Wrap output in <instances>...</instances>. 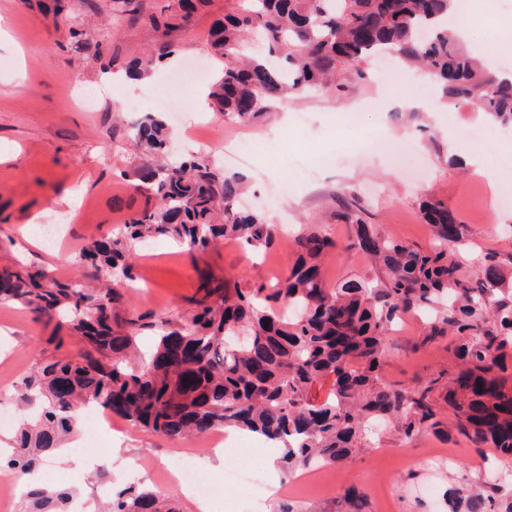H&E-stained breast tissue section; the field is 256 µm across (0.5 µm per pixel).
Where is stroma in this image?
Masks as SVG:
<instances>
[{
	"mask_svg": "<svg viewBox=\"0 0 512 512\" xmlns=\"http://www.w3.org/2000/svg\"><path fill=\"white\" fill-rule=\"evenodd\" d=\"M140 22L123 15L122 0H0V266L21 264L46 268L61 278H77L69 256L91 239L115 231L133 213L152 206L154 198L140 185L137 173L151 157L136 153L129 125L138 113L127 100L143 97L159 86L163 71L128 81L123 69L147 48L149 17L159 16L165 0H132ZM236 0H202L191 19L170 38L177 65L208 55L215 20L234 10ZM364 78L344 73L335 94L318 92L290 97L274 105L275 121L239 125L207 112L206 127L196 139L183 141L171 132L173 155L194 154L223 166L224 141L248 138L255 152L236 165L248 194L263 195L281 182L293 191L280 209L270 211L274 224L298 227L318 224L339 241L353 228L341 217L345 204L358 202L366 223L406 244L426 250L432 238L419 211L420 198L441 201L470 230L463 251L471 267L488 252L512 262V211L497 206L496 185L512 180L500 159L512 155V131L468 146L452 145L459 127L484 120L469 105L446 103L430 112L413 103L417 89L411 72L402 67L377 77L373 63H364ZM308 115L293 130L295 115ZM414 132L424 170L403 171L388 159L389 144ZM63 224L68 231L61 247L23 238L22 228ZM133 280L124 282L121 309L175 318L191 307L204 282H221L247 290L256 280H276L294 261L285 243L271 249H248L223 241L205 251H191L166 238L133 247ZM325 279L335 286L350 279L381 275L357 250L340 248L324 261ZM425 318L404 317L399 333L390 335L381 375L399 388H417L429 377L453 378L458 362L448 351L449 338L424 343ZM52 330L24 306L0 301V360L9 366L0 375V402L14 405L22 379L41 361L78 358L83 345L66 335L62 346L49 343ZM440 427L405 438L392 427L368 433L369 447L330 468L336 485L286 486L278 464L268 459L269 444L253 437L252 462L269 492L266 512H341L347 488L357 489L366 512H448L453 480L479 485L497 479L500 492L512 494L507 463L493 449L474 451L448 412L445 387L434 392ZM119 449L111 461L110 449ZM183 442L128 425L122 434L102 443L96 454L109 469L112 491L132 483L162 491L180 512H197V499L179 486L162 483L159 469L170 467ZM150 460L155 470L142 469ZM57 476L59 486L73 490L83 502H97V480L87 470L68 465L57 469L47 460L40 484Z\"/></svg>",
	"mask_w": 512,
	"mask_h": 512,
	"instance_id": "1",
	"label": "stroma"
}]
</instances>
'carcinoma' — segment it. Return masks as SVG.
Wrapping results in <instances>:
<instances>
[{"instance_id": "carcinoma-1", "label": "carcinoma", "mask_w": 512, "mask_h": 512, "mask_svg": "<svg viewBox=\"0 0 512 512\" xmlns=\"http://www.w3.org/2000/svg\"><path fill=\"white\" fill-rule=\"evenodd\" d=\"M201 0H169L162 19H152L149 50L128 67L151 74L176 53L169 31L188 21ZM457 0H245L215 23L210 47L220 66L208 89V107L228 120L251 124L271 103L312 90L331 92L336 76L379 52L424 69L446 99L475 104L492 123L512 127V80L491 72L459 49L448 32ZM259 29L267 53L246 57L244 42ZM137 148L162 156L168 132L157 112L132 127ZM155 204L133 214L118 234L87 242L73 256L105 281L89 288L48 271L0 268V300L22 304L78 335L80 359L38 363L19 389L32 411L15 430L7 465L21 474L54 455L79 429L78 416L97 405L171 440L190 441L224 428L256 433L283 444L279 464L288 473L318 463L336 464L360 448L369 422H394L404 435L440 424L433 392L442 375L414 390L387 384L379 372L388 336L403 315H429L424 342L458 339L453 351L463 369L448 388L457 429L474 448L494 449L512 460V279L499 256L484 255L478 270L464 266L468 228L436 200L419 204L434 238L420 250L385 237L352 205L341 217L355 225L347 247L377 260L376 283L346 281L330 288L323 258L339 247L313 224L293 239L296 259L288 274L244 293L217 284L204 289L186 314L158 318L151 312L119 317L116 279H133L130 245L164 236L189 250L221 239L269 249L277 225L263 212L239 211L244 189L237 173L220 172L199 156L175 166L141 170ZM143 330L155 334L148 358L138 354ZM332 378L327 398L315 402L313 386ZM74 495L36 487L23 512H70ZM101 512H179L160 491L128 487ZM448 512H512L494 487L461 483Z\"/></svg>"}]
</instances>
